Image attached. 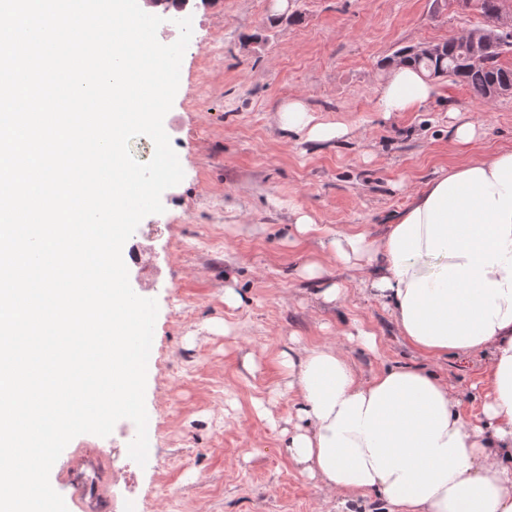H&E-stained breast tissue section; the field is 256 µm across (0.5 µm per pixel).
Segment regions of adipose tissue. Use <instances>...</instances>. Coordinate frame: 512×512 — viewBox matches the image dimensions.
<instances>
[{
	"label": "adipose tissue",
	"mask_w": 512,
	"mask_h": 512,
	"mask_svg": "<svg viewBox=\"0 0 512 512\" xmlns=\"http://www.w3.org/2000/svg\"><path fill=\"white\" fill-rule=\"evenodd\" d=\"M436 93L420 70L392 68L378 111L413 112ZM282 129L314 142L349 134L319 122L303 97L278 110ZM335 257L369 267L368 290L419 354L488 358L480 423L465 422L446 379L416 366L362 377L331 343L282 354L299 422L286 451L301 473L388 512H512V151L440 171L395 223L335 235Z\"/></svg>",
	"instance_id": "ef3b65f1"
}]
</instances>
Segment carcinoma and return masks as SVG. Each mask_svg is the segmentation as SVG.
Listing matches in <instances>:
<instances>
[{
    "label": "carcinoma",
    "instance_id": "carcinoma-1",
    "mask_svg": "<svg viewBox=\"0 0 512 512\" xmlns=\"http://www.w3.org/2000/svg\"><path fill=\"white\" fill-rule=\"evenodd\" d=\"M507 52H512V42L492 45L484 49L483 61L475 64L469 58L470 45L452 37L430 48L418 45L404 47L396 52V58L401 63L424 70L427 77L446 72L448 77L466 86L476 98L489 103L500 97L499 90L506 87V83L512 84V67L501 62V57Z\"/></svg>",
    "mask_w": 512,
    "mask_h": 512
}]
</instances>
